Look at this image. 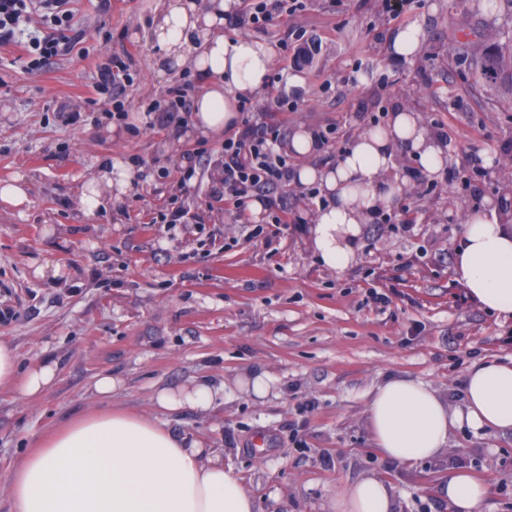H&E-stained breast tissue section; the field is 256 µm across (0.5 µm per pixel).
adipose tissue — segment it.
<instances>
[{"label":"adipose tissue","mask_w":512,"mask_h":512,"mask_svg":"<svg viewBox=\"0 0 512 512\" xmlns=\"http://www.w3.org/2000/svg\"><path fill=\"white\" fill-rule=\"evenodd\" d=\"M235 0H159L148 32L162 50L163 67L192 65L205 82L194 99L186 133L217 141L236 127L237 102L260 91L276 47L252 36L227 37L224 15ZM286 148L300 158L295 182L317 186L326 203L317 207L311 244L329 268L347 267L362 226L408 186L394 168L398 155L418 162L427 176L443 172L448 158L441 140L409 109L390 112L385 126L350 142L332 165L309 164L318 151L313 130L296 127ZM138 178L130 159L100 160L78 194L80 212L121 200ZM454 268L467 295L479 306L512 319V225L496 208L465 213ZM58 370L45 357L19 369L15 349L0 343V388L23 397L44 393ZM224 394L209 380L189 388L161 390L165 409L189 406L209 411ZM367 416L372 439L385 456L407 464L432 459L448 446L456 423L476 431L512 432V361L480 360L468 367L460 408L443 402L432 387L403 377L387 379L371 393ZM440 490L455 512H483L487 485L461 470L448 473ZM333 512H393L390 487L362 479L338 493ZM7 512H256L246 490L223 457L190 435L124 410L86 413L59 425L14 465Z\"/></svg>","instance_id":"1"}]
</instances>
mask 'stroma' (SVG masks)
I'll return each instance as SVG.
<instances>
[{
    "label": "stroma",
    "mask_w": 512,
    "mask_h": 512,
    "mask_svg": "<svg viewBox=\"0 0 512 512\" xmlns=\"http://www.w3.org/2000/svg\"><path fill=\"white\" fill-rule=\"evenodd\" d=\"M283 16L293 36L274 70L297 74L295 111H275L273 97H250L253 116L284 133L304 124L351 141L380 127L403 106L420 112L453 151L448 177L413 185L401 201L417 211L410 227L380 218L363 225L359 248L343 270L314 252L308 225L317 207L307 186L290 183L288 207L303 219L277 236L255 234L249 215L211 199L223 176V141L188 137L169 148L168 127H147L146 108L168 110L178 84L203 88L190 67L159 70L144 33L156 0H76L84 30L73 53L36 72L14 65L16 47L0 48V180L33 174L31 204L19 214L0 205V341L20 368L50 356L56 384L34 398L0 389V512L9 473L48 431L87 411L120 408L189 433L224 457L260 512H329L336 493L368 476L389 484L395 512H453L439 487L448 472H470L489 488L484 512H512V433L462 425L437 458L407 465L381 455L368 426L371 391L402 376L461 403L466 369L476 360H512V320L467 295L454 272L463 226L458 217L484 206L492 187L462 185L466 154L498 162L512 177V93L479 79L486 42L512 30V11L484 0H303ZM421 26L424 46L410 63L388 56L393 33ZM479 34L457 47L461 26ZM128 54L122 101L135 132H111L115 103L96 95L99 64ZM65 105L88 113L62 124ZM205 146L211 161L182 185L183 154ZM139 157L148 178L122 201L86 216L80 184L97 159ZM177 203L199 223L167 229L160 211ZM50 263L52 275L36 269ZM266 375L270 392L254 395L245 379ZM118 389L93 391L96 376ZM205 377L224 387L211 410H164L159 390L178 391ZM262 446H254L255 436Z\"/></svg>",
    "instance_id": "obj_1"
}]
</instances>
